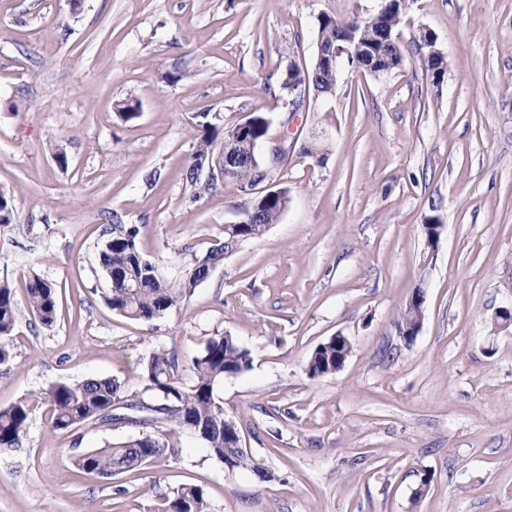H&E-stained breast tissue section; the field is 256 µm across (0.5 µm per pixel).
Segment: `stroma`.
<instances>
[{"mask_svg":"<svg viewBox=\"0 0 512 512\" xmlns=\"http://www.w3.org/2000/svg\"><path fill=\"white\" fill-rule=\"evenodd\" d=\"M376 5L0 0V189L15 204L0 280L20 298L35 274L60 287L53 326L19 309L0 408L62 381L136 389L129 362L158 347L183 375L209 336L228 334L253 362L218 392L268 473L228 470L184 432L179 464L91 478L69 469L74 450L136 428L54 433L41 409L21 447L0 448V512H149L184 483L203 485L214 512H512V323L495 316L512 309V0H414L403 67L346 69L324 165L290 154L248 194L229 183L198 196L184 179L197 113L224 132L264 112L270 141L305 138L320 113L288 114L287 60L312 62L321 14ZM425 29L447 63L438 86L414 46ZM125 99L138 105L129 120L115 108ZM284 187L278 223L166 317L131 321L105 304L108 222L139 226L173 279L251 197ZM419 285L407 345L397 323ZM336 335L352 345L344 366L308 378L307 358Z\"/></svg>","mask_w":512,"mask_h":512,"instance_id":"1","label":"stroma"}]
</instances>
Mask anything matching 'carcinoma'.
Listing matches in <instances>:
<instances>
[{"label": "carcinoma", "instance_id": "carcinoma-1", "mask_svg": "<svg viewBox=\"0 0 512 512\" xmlns=\"http://www.w3.org/2000/svg\"><path fill=\"white\" fill-rule=\"evenodd\" d=\"M414 0H395L386 14L366 11L350 20L328 14L318 18L317 32L327 43L351 39L360 45L356 57L359 65L374 62L380 57L392 64L391 70L404 65L405 56L397 40L398 28ZM425 70L433 83L443 81L445 59L425 54ZM308 73L309 96L315 90L327 89L335 83L336 75L326 69L314 72V66L305 68L291 61L281 74V85H288V71ZM196 125L195 147L185 169V179L195 189L193 198L213 194L226 182L236 183L241 190L258 184L257 170L265 167L258 151L265 142L270 125L269 117L255 112L249 117L246 134L232 144L224 161V179H207L197 174V158L213 152L219 135L209 113H199ZM288 196L264 197L259 202L260 214L252 224H237L232 230H223L214 238L206 252L192 259L184 274L176 280H167L156 263L140 249V229L136 225H117L102 233L98 250V265L109 288L104 301L113 313L132 321H153L165 317L183 299L191 296L196 287L208 278L214 266L231 255L242 243L260 236L270 225L277 223L287 209ZM56 283L37 274L26 283L24 301L47 327L54 324L58 312ZM19 303L13 287L0 280V366L14 359L11 337L16 327ZM350 351L336 354V342L326 341L310 354L305 372L311 379L336 373L339 363ZM251 351L230 335L209 337L203 348L191 359L190 377L176 374L175 355L159 347L140 357L133 365L139 386L130 391L125 382L116 377L60 382L45 391L25 396L6 408H0V447L15 448L27 436L33 413L46 406L50 414V429L70 433L78 429L98 427L109 421L112 406L129 402L133 406H147V416L136 422L138 435L101 448H87L76 452L69 465L91 476L112 477L136 472L150 464L167 465L180 462L177 446L179 433L190 431L206 445L210 457L227 463L231 470L249 469L256 476H266L265 469L244 449L238 447L241 436L234 421L224 412V400L217 388L224 378L243 374L251 369ZM152 512H213L207 491L203 486L186 483L163 497Z\"/></svg>", "mask_w": 512, "mask_h": 512}]
</instances>
